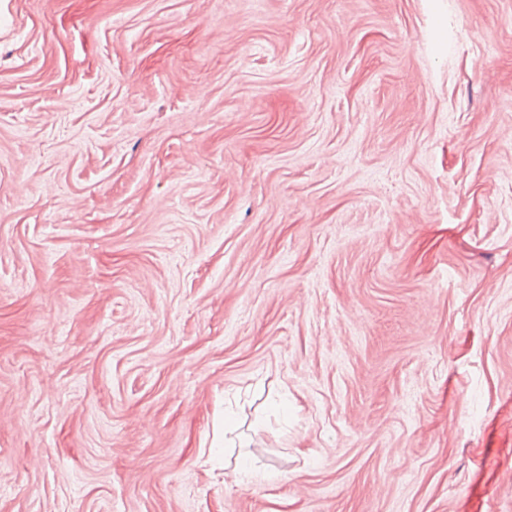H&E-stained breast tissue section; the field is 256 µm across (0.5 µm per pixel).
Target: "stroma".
<instances>
[{
  "label": "stroma",
  "instance_id": "stroma-1",
  "mask_svg": "<svg viewBox=\"0 0 512 512\" xmlns=\"http://www.w3.org/2000/svg\"><path fill=\"white\" fill-rule=\"evenodd\" d=\"M0 512H512V0H0Z\"/></svg>",
  "mask_w": 512,
  "mask_h": 512
}]
</instances>
